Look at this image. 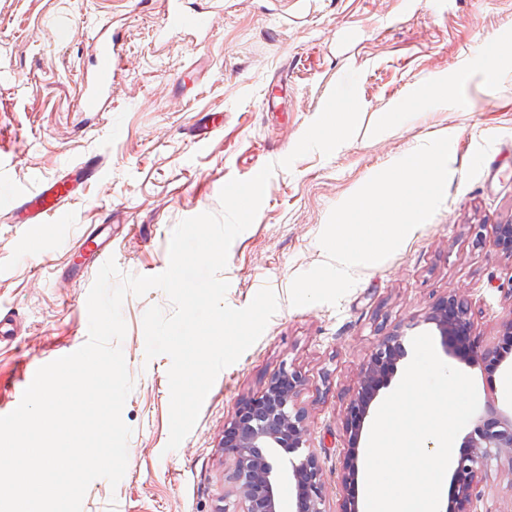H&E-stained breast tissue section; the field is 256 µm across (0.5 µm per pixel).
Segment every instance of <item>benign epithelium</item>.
Here are the masks:
<instances>
[{
    "label": "benign epithelium",
    "mask_w": 512,
    "mask_h": 512,
    "mask_svg": "<svg viewBox=\"0 0 512 512\" xmlns=\"http://www.w3.org/2000/svg\"><path fill=\"white\" fill-rule=\"evenodd\" d=\"M490 243L497 253L512 259V221L492 225ZM421 324L435 326L448 355L512 377V317L501 323L496 342L482 347L476 343L472 302L458 291L440 296L422 319L384 332L360 367L356 388L343 410L350 450L341 463L342 494L336 512H360L355 496L356 449L375 402L391 386L399 363L409 356L407 331ZM305 385L301 371L283 368L259 394L238 402L219 444L230 460L227 480L235 500L217 512H281L285 485L289 512H323L327 487L319 459L310 451L299 453L309 434L306 411L298 405ZM284 452L291 455L286 463ZM494 460L512 470V408L502 409L488 400L472 417L463 451L452 466L448 512H477Z\"/></svg>",
    "instance_id": "7a95c632"
}]
</instances>
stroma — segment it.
Masks as SVG:
<instances>
[{
	"label": "stroma",
	"instance_id": "obj_1",
	"mask_svg": "<svg viewBox=\"0 0 512 512\" xmlns=\"http://www.w3.org/2000/svg\"><path fill=\"white\" fill-rule=\"evenodd\" d=\"M213 11L208 34L160 40L162 0H0V187L32 196L96 156L97 178L76 183L67 223L31 224L0 205V415L12 411L25 374L77 351L88 339L86 301L99 261L82 235L109 243L122 273L156 275L169 265L183 219L220 213L222 187L275 164L253 224L233 241L222 278L226 303L247 307L270 287L278 311L261 337L217 376L192 431L170 435L169 356L145 357L143 316L173 306L158 289L127 295L121 348L133 389L122 412L131 427L118 485L88 487L81 512H216L229 495L230 462L219 442L237 402L260 393L284 367L308 378L299 397L307 446L336 512L348 450L343 409L383 329L421 318L438 296L472 300L480 345L512 317L501 285L512 260L473 227L512 220V71L487 81L483 52L512 39V0H188ZM69 35L58 40L57 27ZM118 34L123 71L108 112L83 114L91 36ZM357 71L360 125L331 155L313 151L291 169L279 162L320 114L334 86ZM460 85L467 104L431 105L381 126L391 104L425 84ZM450 136L449 177L438 211L384 261L353 268L357 283L338 303L295 307L293 279L323 263L318 242L330 211L372 176L427 141ZM478 397L512 407L504 378L453 357ZM479 512H512V470L491 464Z\"/></svg>",
	"mask_w": 512,
	"mask_h": 512
}]
</instances>
